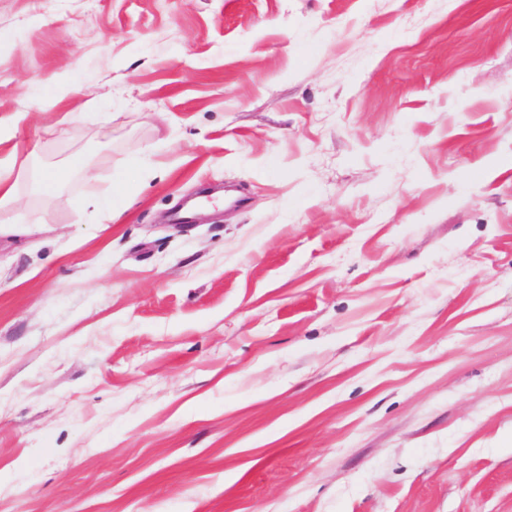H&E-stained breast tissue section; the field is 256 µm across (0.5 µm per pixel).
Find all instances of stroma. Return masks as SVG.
<instances>
[{
  "label": "stroma",
  "instance_id": "obj_1",
  "mask_svg": "<svg viewBox=\"0 0 512 512\" xmlns=\"http://www.w3.org/2000/svg\"><path fill=\"white\" fill-rule=\"evenodd\" d=\"M0 126V512H512V0H0ZM12 166L7 160L0 159V208H7L17 201L14 183H11Z\"/></svg>",
  "mask_w": 512,
  "mask_h": 512
}]
</instances>
